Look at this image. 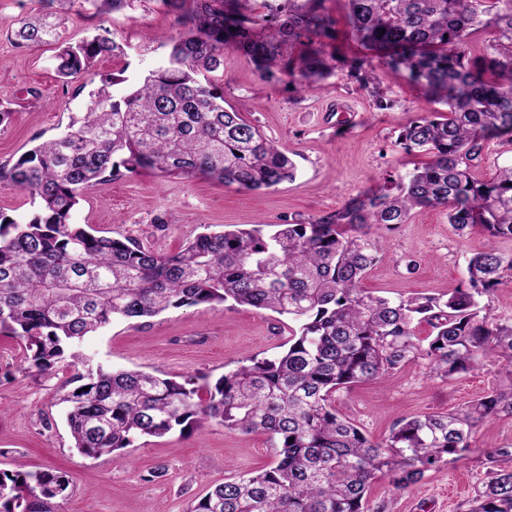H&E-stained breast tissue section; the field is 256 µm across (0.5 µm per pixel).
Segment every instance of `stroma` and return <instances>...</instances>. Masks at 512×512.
I'll return each instance as SVG.
<instances>
[{"mask_svg": "<svg viewBox=\"0 0 512 512\" xmlns=\"http://www.w3.org/2000/svg\"><path fill=\"white\" fill-rule=\"evenodd\" d=\"M40 0H0V105L12 111L0 124V163L16 161L38 142L65 129L82 111L87 94L73 95L58 81L54 46L19 54L10 40L17 21L37 11ZM125 53L102 59L103 73L123 72L137 81L162 55L155 39L179 29L162 0H136L110 14ZM393 100L375 110L365 90L336 71L319 93L283 80H262L247 58L226 52L213 79L224 87L226 106L240 112L296 163L293 181L245 191L209 177L148 171L88 189L73 220L98 234L130 238L146 249L171 254L202 226L288 224L343 207L367 188L404 174L423 161L406 154L398 136L418 116L435 108L420 89L377 68ZM349 101L340 115L336 103ZM380 261L363 286L374 294L404 298L445 293L466 278L469 258L495 244L512 253V240L489 241L481 231L458 236L444 209L420 211L409 223L379 231ZM290 335L287 318L248 306L194 305L140 320H119L86 337L82 350L92 365L142 370L181 381H216L253 356L278 354ZM23 343L0 334V473L51 469L71 482L55 512H190L214 484L269 468L276 459L266 434L208 425L186 433L137 441L98 458L74 448L59 398L78 386L86 365L64 361L51 373L27 367ZM512 386L496 365L484 363L455 380L430 374L425 361L405 365L384 380L365 381L335 394L337 411L371 439L386 436L405 416L466 407L495 388ZM512 448V417L481 423L468 459L426 473L412 489L397 492L375 482L371 512H460L490 463L488 452Z\"/></svg>", "mask_w": 512, "mask_h": 512, "instance_id": "stroma-1", "label": "stroma"}]
</instances>
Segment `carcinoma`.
<instances>
[{
    "label": "carcinoma",
    "mask_w": 512,
    "mask_h": 512,
    "mask_svg": "<svg viewBox=\"0 0 512 512\" xmlns=\"http://www.w3.org/2000/svg\"><path fill=\"white\" fill-rule=\"evenodd\" d=\"M133 0H44L48 12L20 20L17 49L57 44L54 69L68 86L124 53L106 14ZM179 32L164 37L159 62L129 89L127 78L99 75L80 115L11 165L0 182L28 194L36 212L0 217V334L25 342L29 368L51 371L79 343L115 320L171 308L228 302L270 310L295 323L275 358L252 357L214 384L182 382L137 370L87 369L86 382L61 398L74 447L87 456L129 448L216 423L266 433L272 467L226 480L191 512H369L372 483L407 490L426 472L471 452L477 426L512 417V390H491L466 408L401 418L379 441L336 411V391L386 377L409 362L452 381L487 359L512 379V319L483 311L484 293L512 277V253L491 245L473 255L465 284L445 294L392 300L362 282L378 259L370 229L391 230L422 209L441 207L464 236L512 239V167L477 176L485 142L512 143V0H347L350 32L384 68L448 107L407 126L398 144L426 161L351 199L336 213L298 224L249 229L204 227L176 253L148 251L131 239L95 235L72 221L81 192L144 170L203 175L239 189L271 188L295 177L287 153L240 113L208 78L233 50L268 82L286 76L306 90L335 74L325 41L335 39L327 0H264L246 13L238 0H163ZM90 4L100 18L78 43L63 40L52 8ZM497 38L470 58L472 32ZM342 67L373 106H392L387 88L353 55ZM429 326L422 338L416 328ZM492 467L463 512H512V448ZM69 477L53 470L0 474L3 512H52Z\"/></svg>",
    "instance_id": "carcinoma-1"
}]
</instances>
